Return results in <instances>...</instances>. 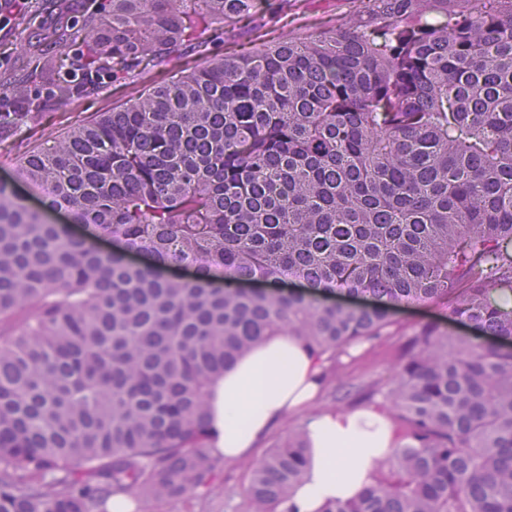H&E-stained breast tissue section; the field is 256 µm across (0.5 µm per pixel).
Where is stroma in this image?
I'll use <instances>...</instances> for the list:
<instances>
[{"instance_id":"obj_1","label":"stroma","mask_w":512,"mask_h":512,"mask_svg":"<svg viewBox=\"0 0 512 512\" xmlns=\"http://www.w3.org/2000/svg\"><path fill=\"white\" fill-rule=\"evenodd\" d=\"M273 0H254V6L241 22L227 26L223 21H213L216 31L215 53L241 55L258 45L259 37L267 41L293 32L306 34L317 28L340 27L349 10V0H304L300 9L289 12L280 22H272L269 9ZM56 23L54 11L46 9L42 0H33L28 15L15 17L7 30L0 31V94L8 92L13 84L26 83L34 97H43L54 89L52 77L36 74L43 53L38 42L39 33L51 30ZM202 61L197 47L183 46L170 64L154 68L149 74L123 83H110L104 88L79 95L73 108L31 114L18 125L0 130V181L16 177V167L22 154L37 146L44 133L61 131L69 125L87 122L99 113L111 110L129 96L151 82L169 83L186 75ZM393 344H380L373 348L362 346L350 350L343 357L341 379L336 384L322 387L316 409L335 405L337 397L351 386L371 380L390 385L397 375V361ZM218 490L207 497L189 501L175 500L160 507L146 508L145 512H245L240 489L247 482L243 462L227 464L217 473Z\"/></svg>"}]
</instances>
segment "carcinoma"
Here are the masks:
<instances>
[{"instance_id": "carcinoma-1", "label": "carcinoma", "mask_w": 512, "mask_h": 512, "mask_svg": "<svg viewBox=\"0 0 512 512\" xmlns=\"http://www.w3.org/2000/svg\"><path fill=\"white\" fill-rule=\"evenodd\" d=\"M188 2L104 0L105 23L51 33L44 71L106 61L120 83L254 0H203L194 21ZM436 2L379 0L369 32L370 0H350L342 28L209 59L48 134L17 168L45 188L39 209L0 183V512L210 493V387L280 335L326 382L351 348L399 337L393 385L355 388L389 416L394 452L322 512H512V306L494 299L512 292V0L439 25ZM10 102L38 105L22 85ZM290 274L307 292L246 287ZM411 302L486 343L397 325L390 308ZM305 454L299 429L251 464L247 512H293Z\"/></svg>"}]
</instances>
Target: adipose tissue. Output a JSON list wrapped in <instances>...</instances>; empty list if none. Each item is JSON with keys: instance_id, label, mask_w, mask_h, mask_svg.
<instances>
[{"instance_id": "ef3b65f1", "label": "adipose tissue", "mask_w": 512, "mask_h": 512, "mask_svg": "<svg viewBox=\"0 0 512 512\" xmlns=\"http://www.w3.org/2000/svg\"><path fill=\"white\" fill-rule=\"evenodd\" d=\"M319 374L301 344L275 336L253 347L211 389L213 452L228 463L250 455L278 419L304 414L308 456L291 497L297 512H322L330 501L357 498L394 448V429L382 412H310Z\"/></svg>"}]
</instances>
